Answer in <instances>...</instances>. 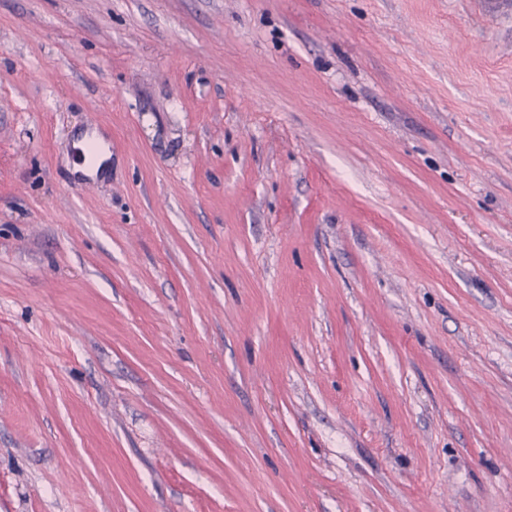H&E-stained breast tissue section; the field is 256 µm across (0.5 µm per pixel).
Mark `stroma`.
Wrapping results in <instances>:
<instances>
[{"instance_id": "35a3bbf8", "label": "stroma", "mask_w": 512, "mask_h": 512, "mask_svg": "<svg viewBox=\"0 0 512 512\" xmlns=\"http://www.w3.org/2000/svg\"><path fill=\"white\" fill-rule=\"evenodd\" d=\"M484 2L0 0V512H512Z\"/></svg>"}]
</instances>
